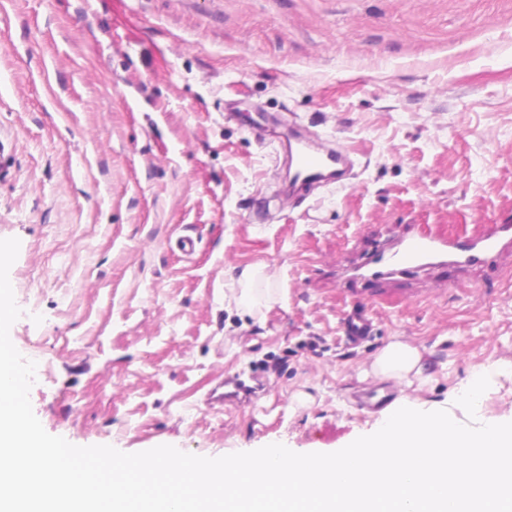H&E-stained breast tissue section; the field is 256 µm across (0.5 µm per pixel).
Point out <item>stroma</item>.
Returning a JSON list of instances; mask_svg holds the SVG:
<instances>
[{"label":"stroma","mask_w":512,"mask_h":512,"mask_svg":"<svg viewBox=\"0 0 512 512\" xmlns=\"http://www.w3.org/2000/svg\"><path fill=\"white\" fill-rule=\"evenodd\" d=\"M131 7L117 25L111 0H0L10 337L38 357L44 429L127 453L335 452L381 423L353 397L396 338L422 356L416 406L469 423L457 399L487 365L484 414L512 422V260L390 283L357 347L336 283L395 225L512 223V0ZM288 126L353 153L345 185L273 201L269 131ZM255 265L269 294L246 311ZM251 373L263 399L208 401Z\"/></svg>","instance_id":"35a3bbf8"}]
</instances>
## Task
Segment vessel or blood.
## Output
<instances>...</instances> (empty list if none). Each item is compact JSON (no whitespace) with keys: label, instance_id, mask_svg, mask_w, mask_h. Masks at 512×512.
<instances>
[{"label":"vessel or blood","instance_id":"obj_1","mask_svg":"<svg viewBox=\"0 0 512 512\" xmlns=\"http://www.w3.org/2000/svg\"><path fill=\"white\" fill-rule=\"evenodd\" d=\"M276 138L288 159L289 196L300 197L320 186L343 183L354 165L349 151L325 146L304 132L277 133ZM512 255V224H496L490 230L465 237L404 225L401 233L376 247L368 260L354 267L358 288L352 289L350 310L342 318L345 340L361 344L370 334L371 320L364 306L374 296L375 286L414 275L429 268H452L458 272L481 269ZM232 391L214 392L216 401L225 398H259L260 382L246 383L236 378Z\"/></svg>","mask_w":512,"mask_h":512}]
</instances>
